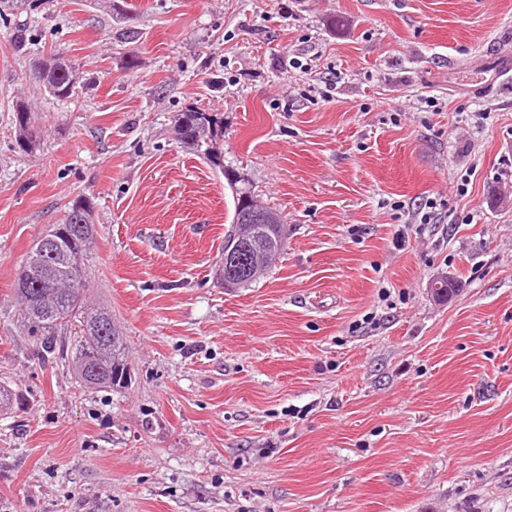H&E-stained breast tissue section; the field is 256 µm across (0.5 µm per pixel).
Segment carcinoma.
I'll return each mask as SVG.
<instances>
[{
  "mask_svg": "<svg viewBox=\"0 0 512 512\" xmlns=\"http://www.w3.org/2000/svg\"><path fill=\"white\" fill-rule=\"evenodd\" d=\"M41 74L38 85L54 99L66 101L74 95L78 76L72 65L60 57H51L37 65ZM15 125L19 144L26 150L40 145V134L32 125L27 105H16ZM178 141L203 150L208 155L212 141L221 130L206 112L188 111L178 117L174 126ZM256 206L251 191L236 189V202L231 230L224 244L242 230L249 210ZM92 202L86 197L73 200L64 223L55 224L39 237L25 253L17 272L15 294L20 301L21 322L30 336L42 337L44 352L54 351L51 337L58 330L79 323L80 336L75 343L72 364L81 385L90 390L122 389L128 382L129 367L126 342L112 321L110 310L87 301L91 271L85 260L93 244L96 228L92 218ZM273 222L259 225L262 247H276L286 234V225L277 213Z\"/></svg>",
  "mask_w": 512,
  "mask_h": 512,
  "instance_id": "cac0c4a2",
  "label": "carcinoma"
}]
</instances>
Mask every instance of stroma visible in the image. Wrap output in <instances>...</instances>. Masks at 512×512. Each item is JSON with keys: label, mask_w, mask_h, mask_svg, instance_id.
Segmentation results:
<instances>
[{"label": "stroma", "mask_w": 512, "mask_h": 512, "mask_svg": "<svg viewBox=\"0 0 512 512\" xmlns=\"http://www.w3.org/2000/svg\"><path fill=\"white\" fill-rule=\"evenodd\" d=\"M505 52L512 0L1 16L0 382L22 400L0 410V512H512ZM53 54L81 75L64 103L26 75ZM189 110L220 121L216 160L177 141ZM228 170L288 226L280 260L231 290ZM80 196L91 300L127 341L118 392L80 388L73 334L41 354L18 315L23 255ZM15 125L18 127L19 144L26 150H34L40 145V134L32 125L31 112L24 103L17 104L15 109Z\"/></svg>", "instance_id": "35a3bbf8"}]
</instances>
